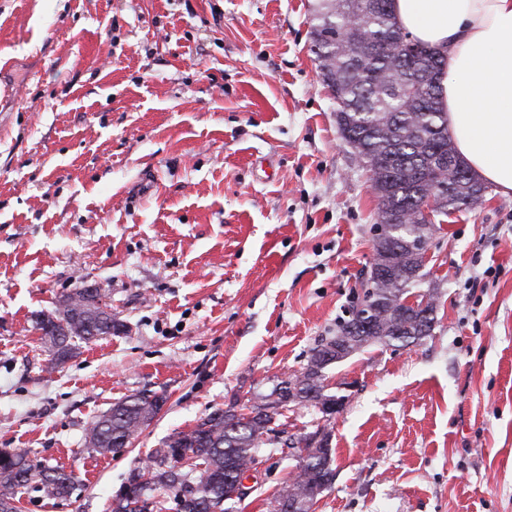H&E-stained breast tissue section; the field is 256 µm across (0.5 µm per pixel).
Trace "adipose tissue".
Returning <instances> with one entry per match:
<instances>
[{
  "label": "adipose tissue",
  "mask_w": 512,
  "mask_h": 512,
  "mask_svg": "<svg viewBox=\"0 0 512 512\" xmlns=\"http://www.w3.org/2000/svg\"><path fill=\"white\" fill-rule=\"evenodd\" d=\"M399 27L446 60L441 107L459 157L512 193V0H391Z\"/></svg>",
  "instance_id": "obj_1"
}]
</instances>
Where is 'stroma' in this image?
Masks as SVG:
<instances>
[{
  "label": "stroma",
  "mask_w": 512,
  "mask_h": 512,
  "mask_svg": "<svg viewBox=\"0 0 512 512\" xmlns=\"http://www.w3.org/2000/svg\"><path fill=\"white\" fill-rule=\"evenodd\" d=\"M313 0H0V448L75 471L111 512L129 471L204 414L299 373L373 255L379 200L310 50ZM430 336L329 370L331 422L286 412L245 500L274 512L284 441L326 424L313 512H512V195L434 234ZM98 288L124 331L56 370L35 331ZM157 394L121 454L84 446L113 403Z\"/></svg>",
  "instance_id": "1"
}]
</instances>
